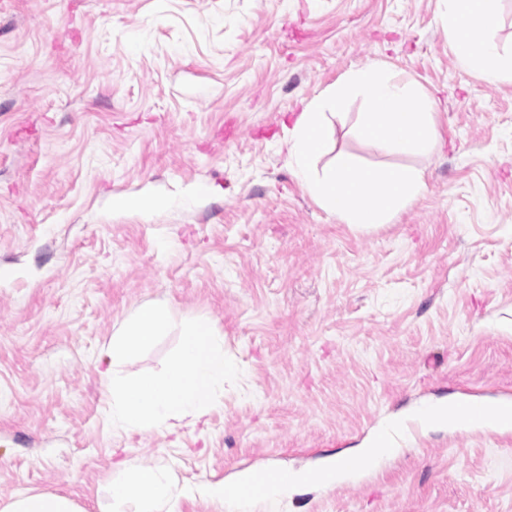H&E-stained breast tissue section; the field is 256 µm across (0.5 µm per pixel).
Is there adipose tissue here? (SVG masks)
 I'll list each match as a JSON object with an SVG mask.
<instances>
[{"instance_id": "1", "label": "adipose tissue", "mask_w": 512, "mask_h": 512, "mask_svg": "<svg viewBox=\"0 0 512 512\" xmlns=\"http://www.w3.org/2000/svg\"><path fill=\"white\" fill-rule=\"evenodd\" d=\"M448 28L453 52L465 68L480 70L491 84H512V55H504L488 33L499 19L500 0H445ZM423 427L440 424L468 427H494L512 421V402L498 408L496 413L469 411L447 400L434 406L418 408L411 417L388 421L383 429L356 448L353 456L327 464L320 476L322 483L340 485L354 481L374 468L397 445L407 430L408 421ZM312 475L289 471L272 476L263 485H256L251 472L237 474L232 483L208 484L205 496L217 505L219 512H250L253 498H260L264 512H280L281 502L291 492L311 483ZM176 489L167 469L160 465L129 467L118 465L111 476L109 502L101 512H160L161 507L174 506Z\"/></svg>"}]
</instances>
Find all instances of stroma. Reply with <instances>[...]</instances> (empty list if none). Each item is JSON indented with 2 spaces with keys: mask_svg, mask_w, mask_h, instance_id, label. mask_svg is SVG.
I'll use <instances>...</instances> for the list:
<instances>
[{
  "mask_svg": "<svg viewBox=\"0 0 512 512\" xmlns=\"http://www.w3.org/2000/svg\"><path fill=\"white\" fill-rule=\"evenodd\" d=\"M443 0H9L0 9V510L108 497L162 464L177 512L241 470H315L389 416L512 399V84L461 69ZM436 99L427 189L359 230L285 130L366 62ZM332 119L323 154L388 163ZM207 195L191 198L193 187ZM175 204L116 212V195ZM205 319L241 370L201 429L113 430L100 375L142 303ZM280 512H512V427H410L361 480ZM5 512H86L68 495L56 493L23 494L13 500Z\"/></svg>",
  "mask_w": 512,
  "mask_h": 512,
  "instance_id": "obj_1",
  "label": "stroma"
}]
</instances>
